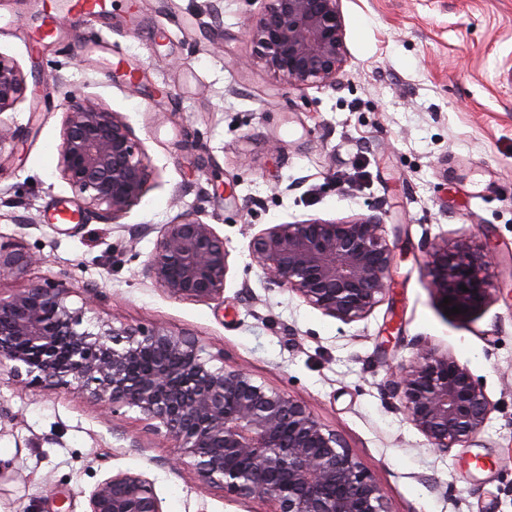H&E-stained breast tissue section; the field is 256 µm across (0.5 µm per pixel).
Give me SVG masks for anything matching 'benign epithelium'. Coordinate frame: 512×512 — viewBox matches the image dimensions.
Returning a JSON list of instances; mask_svg holds the SVG:
<instances>
[{
    "label": "benign epithelium",
    "mask_w": 512,
    "mask_h": 512,
    "mask_svg": "<svg viewBox=\"0 0 512 512\" xmlns=\"http://www.w3.org/2000/svg\"><path fill=\"white\" fill-rule=\"evenodd\" d=\"M266 2L252 28L266 67L292 89L334 85L346 62L341 0ZM26 91L14 60L0 54V114ZM64 111L60 175L86 210L116 223L146 192L153 167L120 113L77 94ZM20 137L0 118V153ZM249 252L268 285L344 322L364 318L391 287L393 250L376 216L272 224L252 236ZM35 262L25 248L0 244L1 278ZM427 264L439 299L451 298L447 308L466 317L487 304L486 249L435 245ZM227 272L224 240L190 212L164 225L142 269L168 297L195 302L223 297ZM73 293L57 279L0 296V365L50 390L76 388L114 414L137 411L172 443L177 462L270 512H389L377 482L303 403L241 367L214 364L189 332L107 323L93 331L83 326L88 308L71 306ZM387 393L444 453L473 439L492 410L469 368L432 349L400 365ZM86 512L162 510L147 477L119 471L89 492Z\"/></svg>",
    "instance_id": "7a95c632"
}]
</instances>
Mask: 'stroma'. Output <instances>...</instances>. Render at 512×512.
Listing matches in <instances>:
<instances>
[{"label": "stroma", "instance_id": "stroma-1", "mask_svg": "<svg viewBox=\"0 0 512 512\" xmlns=\"http://www.w3.org/2000/svg\"><path fill=\"white\" fill-rule=\"evenodd\" d=\"M31 48L40 0H0V54L29 88L0 117L21 129L0 160V242L38 257L0 280L8 296L46 279L95 287L92 317L188 331L207 354L247 368L336 431L383 489L389 512H512V0H341L346 63L335 86L290 88L247 30L266 0H136ZM111 44L129 86L77 39ZM98 99L134 127L155 170L119 223L58 224L83 202L58 169L64 103ZM197 213L228 253L224 296L178 301L141 273L164 224ZM376 215L394 285L365 318L327 316L265 284L249 256L272 224ZM483 245L490 299L445 315L431 245ZM468 366L493 405L479 436L442 453L385 385L422 347ZM135 411L105 413L76 389L21 383L0 366V512H86L112 473L153 484L162 512H266L172 464Z\"/></svg>", "mask_w": 512, "mask_h": 512}]
</instances>
